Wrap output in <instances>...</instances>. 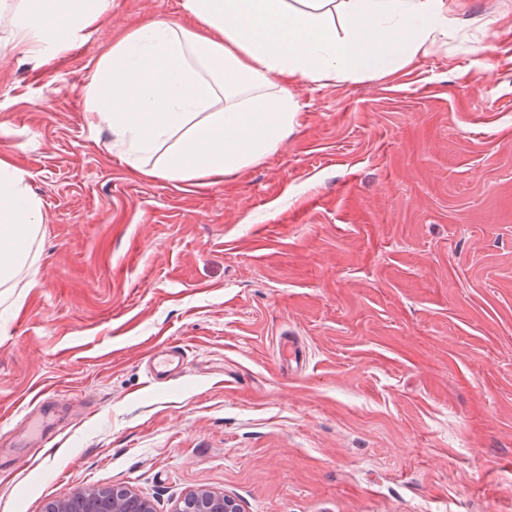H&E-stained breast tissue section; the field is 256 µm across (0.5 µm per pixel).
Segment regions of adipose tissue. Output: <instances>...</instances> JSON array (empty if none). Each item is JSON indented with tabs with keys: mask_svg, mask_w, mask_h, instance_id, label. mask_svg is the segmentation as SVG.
<instances>
[{
	"mask_svg": "<svg viewBox=\"0 0 512 512\" xmlns=\"http://www.w3.org/2000/svg\"><path fill=\"white\" fill-rule=\"evenodd\" d=\"M112 0H0L10 50L56 56ZM184 22L151 19L113 43L85 105L147 178L206 185L265 160L297 122L298 82L384 77L447 32V0H181ZM43 222L27 174L0 153V288L35 263Z\"/></svg>",
	"mask_w": 512,
	"mask_h": 512,
	"instance_id": "adipose-tissue-1",
	"label": "adipose tissue"
}]
</instances>
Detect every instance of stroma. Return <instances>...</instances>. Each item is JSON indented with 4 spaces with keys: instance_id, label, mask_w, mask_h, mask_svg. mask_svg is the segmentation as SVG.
Wrapping results in <instances>:
<instances>
[{
    "instance_id": "1",
    "label": "stroma",
    "mask_w": 512,
    "mask_h": 512,
    "mask_svg": "<svg viewBox=\"0 0 512 512\" xmlns=\"http://www.w3.org/2000/svg\"><path fill=\"white\" fill-rule=\"evenodd\" d=\"M179 2L112 0L40 65L0 52V152L43 215L0 298V512L90 486L512 512V0H459L392 75L294 85L280 149L203 188L134 174L82 94Z\"/></svg>"
}]
</instances>
